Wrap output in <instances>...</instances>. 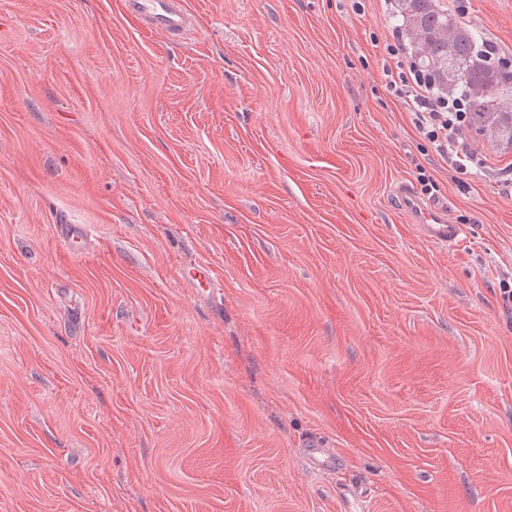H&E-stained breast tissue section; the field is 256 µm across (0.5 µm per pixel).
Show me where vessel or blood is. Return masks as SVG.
Segmentation results:
<instances>
[{
  "mask_svg": "<svg viewBox=\"0 0 512 512\" xmlns=\"http://www.w3.org/2000/svg\"><path fill=\"white\" fill-rule=\"evenodd\" d=\"M124 8L132 21L171 40L184 39L194 29L193 16L184 9L182 0H124ZM393 195L425 240L448 248L462 240L464 228L449 221L446 202L422 199L404 181L395 185ZM187 278L200 292L208 294L215 288L206 262L188 268Z\"/></svg>",
  "mask_w": 512,
  "mask_h": 512,
  "instance_id": "1",
  "label": "vessel or blood"
}]
</instances>
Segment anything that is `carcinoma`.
<instances>
[{"label": "carcinoma", "mask_w": 512, "mask_h": 512, "mask_svg": "<svg viewBox=\"0 0 512 512\" xmlns=\"http://www.w3.org/2000/svg\"><path fill=\"white\" fill-rule=\"evenodd\" d=\"M394 29L408 58L428 81L466 102L469 132L496 147L512 148V67L498 62L496 48L479 28L461 21L439 0H396Z\"/></svg>", "instance_id": "1"}]
</instances>
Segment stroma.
Here are the masks:
<instances>
[{
	"mask_svg": "<svg viewBox=\"0 0 512 512\" xmlns=\"http://www.w3.org/2000/svg\"><path fill=\"white\" fill-rule=\"evenodd\" d=\"M184 4L0 0V512H512V151L422 140L386 0ZM448 9L512 58V0ZM126 15L150 31L169 40H182L194 30V19L182 0H125ZM393 195L425 240L452 249L463 239V226L448 219V203L422 199L404 181L394 186ZM187 278L202 293L209 294L214 291L215 283L207 262L199 261L188 268Z\"/></svg>",
	"mask_w": 512,
	"mask_h": 512,
	"instance_id": "1",
	"label": "stroma"
}]
</instances>
